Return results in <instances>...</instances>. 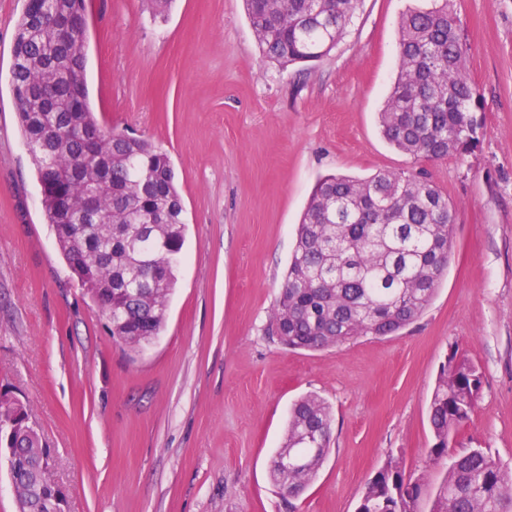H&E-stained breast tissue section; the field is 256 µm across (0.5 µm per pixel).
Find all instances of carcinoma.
Wrapping results in <instances>:
<instances>
[{"mask_svg":"<svg viewBox=\"0 0 512 512\" xmlns=\"http://www.w3.org/2000/svg\"><path fill=\"white\" fill-rule=\"evenodd\" d=\"M359 0H244L263 54L280 66L328 56ZM85 0H39L16 24L11 91L58 249L112 338L150 343L165 322L184 242V206L169 156L141 137L107 129L88 102ZM467 48L450 0L403 13L397 74L378 114L386 142L416 160L468 152L480 98L465 68ZM456 207L420 174H331L315 184L268 332L292 349L321 350L361 336H393L431 303L445 277ZM482 372L448 354L429 405L430 460L448 457L451 435L474 412ZM331 412L319 396L297 400L284 447L307 458L300 471L272 460L270 475L293 512L330 447ZM0 440L13 445V475L30 490L45 447L28 410L0 394ZM512 512V473L482 448L451 458L431 488L391 458L366 483L356 512Z\"/></svg>","mask_w":512,"mask_h":512,"instance_id":"cac0c4a2","label":"carcinoma"}]
</instances>
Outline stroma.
Returning <instances> with one entry per match:
<instances>
[{
    "label": "stroma",
    "mask_w": 512,
    "mask_h": 512,
    "mask_svg": "<svg viewBox=\"0 0 512 512\" xmlns=\"http://www.w3.org/2000/svg\"><path fill=\"white\" fill-rule=\"evenodd\" d=\"M0 0V392L26 401L68 512H286L270 478L288 410L313 393L330 452L298 512H355L389 457L439 483L428 410L450 352L483 378L456 454L512 470V0H453L479 87L478 142L417 161L382 138L409 0H361L320 61L264 58L243 0H87V86L101 121L165 151L185 207L166 323L115 341L55 243L10 88L15 23ZM424 171L456 206L448 273L396 336L322 351L270 336L271 310L317 180Z\"/></svg>",
    "instance_id": "1"
}]
</instances>
